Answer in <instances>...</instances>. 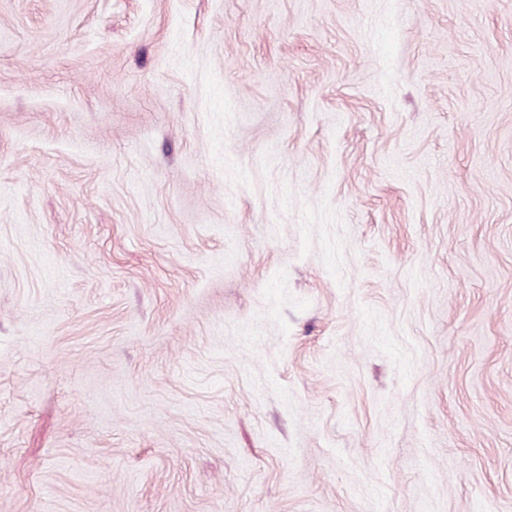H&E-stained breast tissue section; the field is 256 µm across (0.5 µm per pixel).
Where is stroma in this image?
<instances>
[{"instance_id": "1", "label": "stroma", "mask_w": 512, "mask_h": 512, "mask_svg": "<svg viewBox=\"0 0 512 512\" xmlns=\"http://www.w3.org/2000/svg\"><path fill=\"white\" fill-rule=\"evenodd\" d=\"M0 512H512V0H0Z\"/></svg>"}]
</instances>
